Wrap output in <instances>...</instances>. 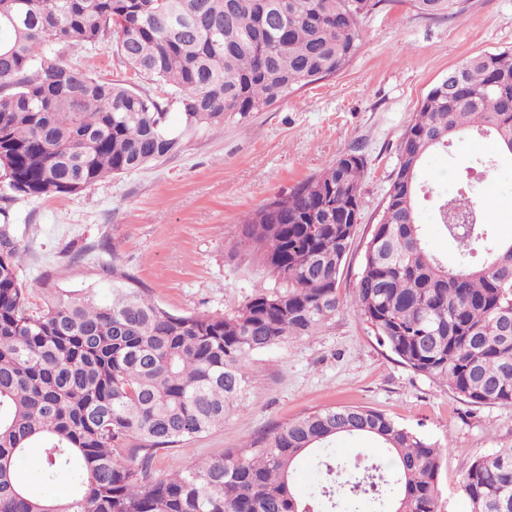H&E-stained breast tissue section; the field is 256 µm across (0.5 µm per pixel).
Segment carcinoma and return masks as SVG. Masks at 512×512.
I'll return each mask as SVG.
<instances>
[{
    "label": "carcinoma",
    "instance_id": "carcinoma-1",
    "mask_svg": "<svg viewBox=\"0 0 512 512\" xmlns=\"http://www.w3.org/2000/svg\"><path fill=\"white\" fill-rule=\"evenodd\" d=\"M381 0H0V183L16 198L75 195L180 152L206 127L247 121L346 67L360 18ZM460 0H413L424 16L457 15ZM103 46L135 74L169 88L180 125L149 91L62 62ZM464 132L512 156V50L448 71L425 96L399 147L388 213L366 243L349 303L337 292L359 215L365 160L329 167L246 213L238 247L283 284L237 311L180 315L112 266V301L42 289L27 302L22 251L0 224V512H346L366 498L383 512H438L441 449L362 406L308 412L222 457L157 477L158 451L224 425L243 402L250 357L313 336L347 310L411 370L472 405H512V242L487 247L484 205L441 195L437 223L456 248L428 249L417 212L426 157ZM341 436L374 440L394 464L341 459ZM136 442V457L125 445ZM324 480L294 494L300 462ZM34 456L42 491L18 462ZM66 480L71 491L56 497ZM469 512H512V446L471 460Z\"/></svg>",
    "mask_w": 512,
    "mask_h": 512
}]
</instances>
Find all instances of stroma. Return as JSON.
Wrapping results in <instances>:
<instances>
[{"mask_svg":"<svg viewBox=\"0 0 512 512\" xmlns=\"http://www.w3.org/2000/svg\"><path fill=\"white\" fill-rule=\"evenodd\" d=\"M461 12L430 18L411 0H383L359 23L360 47L335 77L254 113L242 125L206 128L183 150L79 194L5 203L26 256L19 278L32 304L48 286L78 296L110 298L120 266L169 311L231 313L276 281L259 259L237 247L241 217L360 150L366 162L360 219L341 266L338 294L350 300L371 229L377 224L398 164L399 146L430 88L467 58L512 50V0H461ZM65 63L147 87L105 48L75 49ZM495 160L488 175L475 159ZM417 200L430 249L443 261L455 249L436 222L438 195L476 189L512 201V159L491 139L465 133L431 153ZM243 408L222 427L159 451L155 475L218 457L304 412L367 406L410 427L442 451L440 512H467L460 489L472 458L512 446V406L468 404L439 379L413 372L378 342L368 325L340 312L316 335L290 338L254 354Z\"/></svg>","mask_w":512,"mask_h":512,"instance_id":"1","label":"stroma"}]
</instances>
